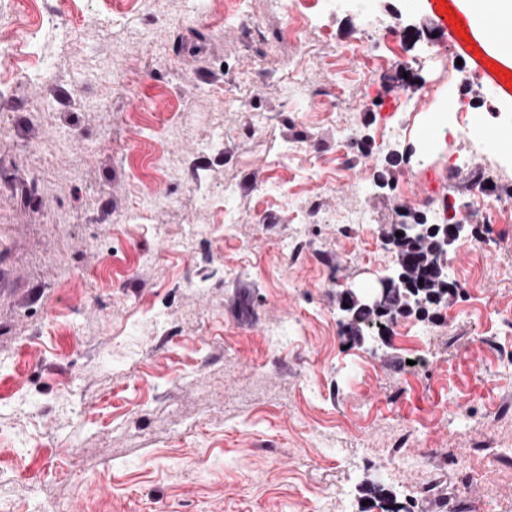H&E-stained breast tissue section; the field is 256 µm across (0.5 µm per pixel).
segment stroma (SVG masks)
<instances>
[{"label": "stroma", "instance_id": "stroma-1", "mask_svg": "<svg viewBox=\"0 0 512 512\" xmlns=\"http://www.w3.org/2000/svg\"><path fill=\"white\" fill-rule=\"evenodd\" d=\"M426 10L22 0L0 77L44 54L53 69L0 97V512H383L367 481L401 512H512V371L496 355L512 348V222L467 223L450 255L471 288L407 316L411 336L359 346L339 322L338 292L391 265L383 227L432 216L449 155L466 160L460 210L477 170L512 204V149L419 147L440 92L512 131V101L458 64ZM388 27L418 41L365 73L346 48L360 31L383 53ZM436 46L446 60L427 59ZM296 76L322 96L285 97ZM216 126L224 149L204 151ZM341 133L367 153L336 154ZM300 206L336 221L301 223ZM186 224L213 231L184 241Z\"/></svg>", "mask_w": 512, "mask_h": 512}]
</instances>
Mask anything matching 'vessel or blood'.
I'll return each mask as SVG.
<instances>
[{
	"label": "vessel or blood",
	"mask_w": 512,
	"mask_h": 512,
	"mask_svg": "<svg viewBox=\"0 0 512 512\" xmlns=\"http://www.w3.org/2000/svg\"><path fill=\"white\" fill-rule=\"evenodd\" d=\"M427 4L429 21L447 32L458 52L495 88L501 99L512 100V84L506 82L503 75L492 72L496 60L485 51L486 46L512 41V18L497 13L486 14L479 26L481 36L476 39L470 35L472 26L467 14L456 8L455 0H427Z\"/></svg>",
	"instance_id": "obj_1"
}]
</instances>
